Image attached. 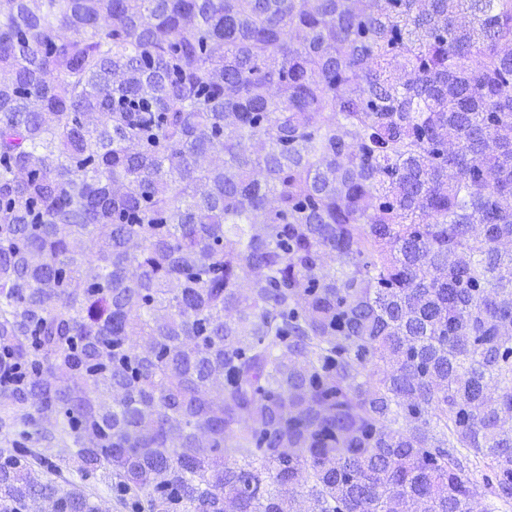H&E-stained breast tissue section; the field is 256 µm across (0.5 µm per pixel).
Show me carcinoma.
Masks as SVG:
<instances>
[{
	"instance_id": "cac0c4a2",
	"label": "carcinoma",
	"mask_w": 512,
	"mask_h": 512,
	"mask_svg": "<svg viewBox=\"0 0 512 512\" xmlns=\"http://www.w3.org/2000/svg\"><path fill=\"white\" fill-rule=\"evenodd\" d=\"M511 240L512 0H0V512H512Z\"/></svg>"
}]
</instances>
